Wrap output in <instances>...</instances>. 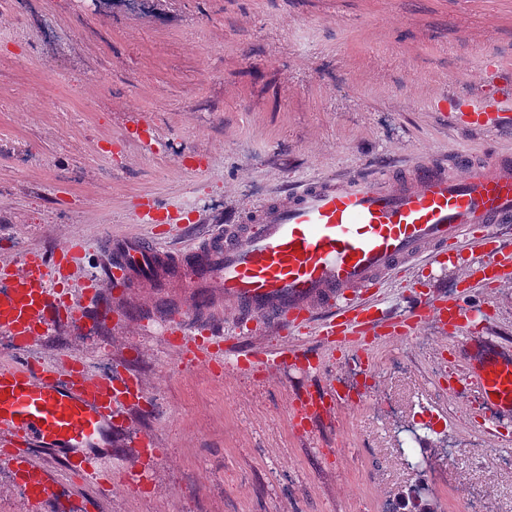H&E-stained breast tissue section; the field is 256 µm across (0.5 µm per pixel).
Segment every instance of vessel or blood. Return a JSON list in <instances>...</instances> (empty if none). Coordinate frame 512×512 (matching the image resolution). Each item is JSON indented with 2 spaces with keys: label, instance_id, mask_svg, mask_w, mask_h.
<instances>
[{
  "label": "vessel or blood",
  "instance_id": "obj_1",
  "mask_svg": "<svg viewBox=\"0 0 512 512\" xmlns=\"http://www.w3.org/2000/svg\"><path fill=\"white\" fill-rule=\"evenodd\" d=\"M447 111L452 127L496 133L512 126V93L467 91L450 96ZM510 224L512 155L494 153L462 161L454 176L428 161L402 172L314 180L180 252L149 238H110L113 295L101 298L89 287L96 297L91 310L59 281L79 264L81 245L69 243L51 259L35 248L22 251L14 263L0 265V338L14 353L10 365L0 366V447L11 455L18 486L56 512H86L66 474L90 471L88 451L106 446L119 405L144 402L133 377L94 374L83 365L60 372L27 357L33 342L56 331L92 334L111 322L113 297L183 279L186 291L170 303L165 322L170 340L205 367L220 348L215 314L228 306L234 324L263 319L288 333L302 323L360 351L380 334L374 302L394 278L476 252L481 259L466 267L464 278L472 290L486 292L512 269V245L500 234ZM464 314L447 295L420 296L395 332L412 334L427 323L443 330L461 324ZM313 361L307 348L287 347L266 353L264 366L309 368ZM450 379L489 410L484 434H495V421L512 416V356L488 349ZM295 404L297 417L321 421L344 406L345 393L331 381L313 384ZM136 446L140 466L126 475L132 483L143 482L159 457L153 439L139 437Z\"/></svg>",
  "mask_w": 512,
  "mask_h": 512
}]
</instances>
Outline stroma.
Instances as JSON below:
<instances>
[{
	"label": "stroma",
	"mask_w": 512,
	"mask_h": 512,
	"mask_svg": "<svg viewBox=\"0 0 512 512\" xmlns=\"http://www.w3.org/2000/svg\"><path fill=\"white\" fill-rule=\"evenodd\" d=\"M0 260L80 240L89 258L72 280L108 293L109 237L140 236L181 250L231 223L268 194L320 176L353 177L432 157L456 169L460 153L512 149V129H453L437 109L449 95L512 84V0H0ZM64 84L53 109L35 89L44 70ZM143 197L161 207L138 223ZM460 296L458 268L385 289L388 322L411 291ZM164 304L140 289L127 323L89 336L64 330L33 345L30 360L69 355L144 383L141 408L112 431V483L75 482L92 512H382L425 482L437 512H512V472L496 455L472 466L448 454L436 423L459 444L485 415L448 391L466 336L512 352V278L467 308L464 325L378 338L375 369L351 350L275 328L250 347L318 348L316 377L372 385L369 404L300 431L292 396L300 373H203L166 343ZM421 425L432 468L400 459L397 424ZM441 433V434H442ZM135 435L160 450L145 483L123 481ZM472 493H461L458 476Z\"/></svg>",
	"instance_id": "stroma-1"
}]
</instances>
